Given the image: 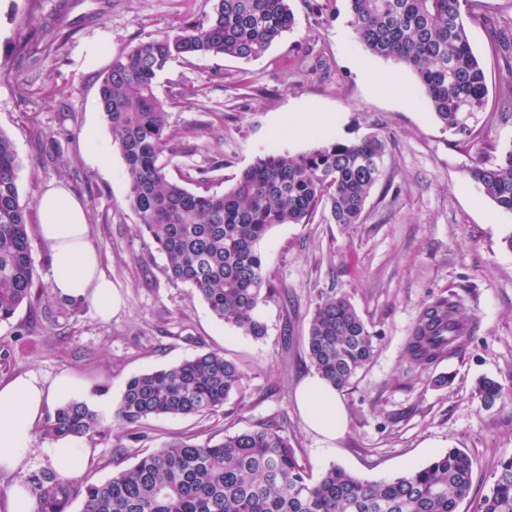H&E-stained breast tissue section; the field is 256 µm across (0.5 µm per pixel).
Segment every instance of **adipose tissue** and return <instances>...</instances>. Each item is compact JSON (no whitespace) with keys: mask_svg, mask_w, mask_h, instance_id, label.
<instances>
[{"mask_svg":"<svg viewBox=\"0 0 512 512\" xmlns=\"http://www.w3.org/2000/svg\"><path fill=\"white\" fill-rule=\"evenodd\" d=\"M37 232L51 252V287L62 297L85 299L102 317L120 307L112 280L101 269L89 240L86 211L63 184H49L37 202ZM78 380L59 376L51 382L26 373L0 381V473L23 468L32 451L36 427L54 403L76 396ZM308 425L332 441L344 430L345 418L337 390L319 375L309 376L297 391Z\"/></svg>","mask_w":512,"mask_h":512,"instance_id":"adipose-tissue-1","label":"adipose tissue"}]
</instances>
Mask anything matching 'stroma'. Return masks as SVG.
I'll return each instance as SVG.
<instances>
[{
    "instance_id": "obj_1",
    "label": "stroma",
    "mask_w": 512,
    "mask_h": 512,
    "mask_svg": "<svg viewBox=\"0 0 512 512\" xmlns=\"http://www.w3.org/2000/svg\"><path fill=\"white\" fill-rule=\"evenodd\" d=\"M213 0H0V131L15 145L19 194L37 226V199L62 182L82 199L102 268L122 306L102 320L93 306L55 294L49 252L31 235L37 276L33 303L0 323V379L33 373L76 378L92 406H116L126 381L216 350L244 373L240 393L218 417L159 416L137 437L106 417L105 436L77 439L89 455L76 477L108 479L116 456L133 463L184 435L219 441L263 423L280 424L312 474L337 465L369 481L399 477L448 449L473 460L470 495L459 512H477L498 463L512 457V214L467 175L512 145V70L496 28L512 26V0H479L468 22L488 95L463 143L436 118L416 75L371 54L358 40L348 0H288L294 28L260 58L197 57L159 72L155 92L169 114L171 140L160 161L190 191L207 179L231 188L258 156L298 155L370 134L387 139V176L358 224L275 226L260 249L276 295L262 308L267 334L256 339L218 322L188 285L171 281L167 259L137 231L123 157L112 142L99 86L114 60L141 43L204 21ZM102 41L97 67L81 65L84 46ZM388 74L369 85L357 64ZM95 128L97 140L83 132ZM454 295L474 324L459 353L428 367L403 356L423 306ZM346 296L375 334L370 365L340 393L346 428L335 441L312 430L296 390L313 369L305 338L316 306ZM501 383L490 409L480 378Z\"/></svg>"
}]
</instances>
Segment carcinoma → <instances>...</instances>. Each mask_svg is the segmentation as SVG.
<instances>
[{"mask_svg": "<svg viewBox=\"0 0 512 512\" xmlns=\"http://www.w3.org/2000/svg\"><path fill=\"white\" fill-rule=\"evenodd\" d=\"M353 27L373 54L412 70L446 128L465 138L488 87L474 54L462 6L476 0H349ZM287 0H214L206 21L153 38L112 62L99 89L101 111L129 180L127 202L141 235L168 261L169 278L193 288L215 318L259 339V310L274 296L259 249L279 224H307L322 209L336 224H358L371 188L385 176L386 141L322 144L299 155L260 156L223 193L191 192L168 177L160 156L170 140L169 112L155 94L157 73L189 57H262L293 29ZM18 155L0 132V323L30 302L36 270L27 205L18 191ZM470 178L500 209L512 213V147ZM473 334L453 296L426 304L405 344L421 366L459 351ZM311 366L339 390L375 355L374 333L350 301L329 296L315 309L306 338ZM243 372L219 351L136 375L125 383L115 420L126 426L158 416H215L241 388ZM482 405L493 408L501 385L482 378ZM106 432L84 401L54 409L46 437L92 439ZM473 462L459 448L390 480H361L332 465L312 480L276 424L228 433L216 443L191 436L115 463L103 483L77 482L62 469L33 479L35 512H457L469 494ZM479 512H512V458L498 465Z\"/></svg>", "mask_w": 512, "mask_h": 512, "instance_id": "carcinoma-1", "label": "carcinoma"}]
</instances>
